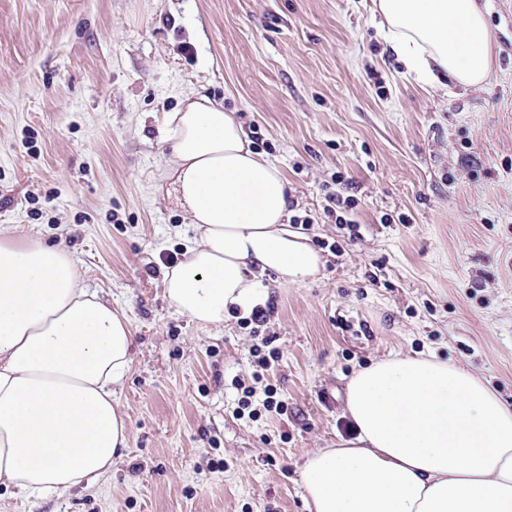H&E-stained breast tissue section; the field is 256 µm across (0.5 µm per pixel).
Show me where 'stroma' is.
<instances>
[{
    "label": "stroma",
    "mask_w": 512,
    "mask_h": 512,
    "mask_svg": "<svg viewBox=\"0 0 512 512\" xmlns=\"http://www.w3.org/2000/svg\"><path fill=\"white\" fill-rule=\"evenodd\" d=\"M484 88H424L371 0H0V227L74 254L121 308L128 446L91 487L0 512H307L299 467L351 432L345 387L392 351L470 366L512 400V0H491ZM191 94L281 166L319 274L203 327L163 297L193 237L163 195L160 128ZM357 201L356 232L324 213ZM280 357L257 370L251 351ZM287 405L263 409L266 387ZM252 388L255 416L238 413Z\"/></svg>",
    "instance_id": "1"
}]
</instances>
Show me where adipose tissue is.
I'll list each match as a JSON object with an SVG mask.
<instances>
[{"label":"adipose tissue","mask_w":512,"mask_h":512,"mask_svg":"<svg viewBox=\"0 0 512 512\" xmlns=\"http://www.w3.org/2000/svg\"><path fill=\"white\" fill-rule=\"evenodd\" d=\"M409 74L482 88L493 67L487 0H375ZM173 193L194 230L163 273L164 297L203 326L268 295L255 272L316 276L319 252L290 224L281 169L252 150L232 113L186 97L163 120ZM133 338L111 300L86 288L60 244L0 230V486L59 496L108 473L128 443L113 401ZM350 437L300 467L308 512H512V403L466 366L392 354L345 390Z\"/></svg>","instance_id":"obj_1"}]
</instances>
